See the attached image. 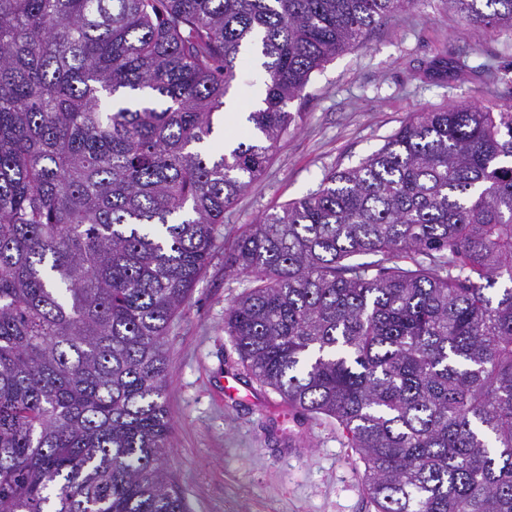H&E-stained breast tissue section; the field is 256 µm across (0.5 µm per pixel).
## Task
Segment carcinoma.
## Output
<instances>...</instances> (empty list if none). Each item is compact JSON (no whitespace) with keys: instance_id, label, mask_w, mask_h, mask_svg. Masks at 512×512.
Wrapping results in <instances>:
<instances>
[{"instance_id":"cac0c4a2","label":"carcinoma","mask_w":512,"mask_h":512,"mask_svg":"<svg viewBox=\"0 0 512 512\" xmlns=\"http://www.w3.org/2000/svg\"><path fill=\"white\" fill-rule=\"evenodd\" d=\"M417 0H0V512H187L165 337L311 74ZM512 29V0H444ZM260 57L249 133L213 116ZM224 331L375 512H512V103L417 112L247 225Z\"/></svg>"}]
</instances>
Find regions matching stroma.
<instances>
[{"instance_id":"1","label":"stroma","mask_w":512,"mask_h":512,"mask_svg":"<svg viewBox=\"0 0 512 512\" xmlns=\"http://www.w3.org/2000/svg\"><path fill=\"white\" fill-rule=\"evenodd\" d=\"M512 102V30L477 26L443 0H417L315 71L263 175L224 213L212 258L165 338L172 430L166 477L189 512H374L363 466L334 418L291 407L249 378L224 314L252 282L224 253L264 212L380 149L412 113ZM254 99L231 87L217 134L247 131ZM239 381L228 396L224 381Z\"/></svg>"}]
</instances>
